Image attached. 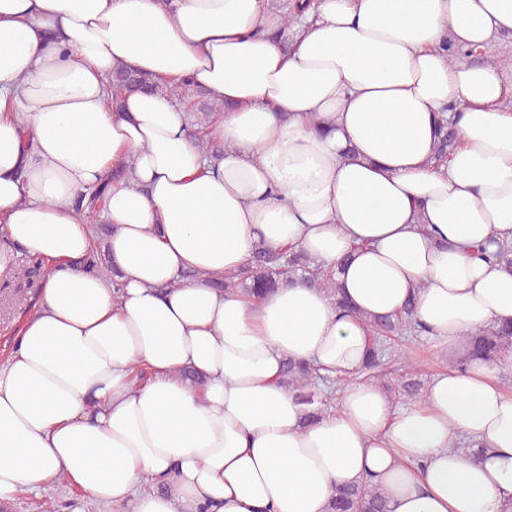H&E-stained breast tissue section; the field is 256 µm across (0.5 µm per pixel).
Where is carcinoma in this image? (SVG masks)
<instances>
[{
    "mask_svg": "<svg viewBox=\"0 0 512 512\" xmlns=\"http://www.w3.org/2000/svg\"><path fill=\"white\" fill-rule=\"evenodd\" d=\"M272 8L281 13L283 27L272 32L258 30L255 35L269 37L278 41L286 50L294 43V25L298 21L296 13L314 8L313 0H274ZM454 62L477 61L481 58L490 60L487 55H478L475 50H461L451 43L443 45ZM132 92L165 93L187 106L193 117V126L206 128L217 114L224 111V103L213 100L209 93L190 80L179 83L159 81L152 75L118 66L112 71L109 83L110 104L112 109L122 107L123 94ZM198 146L207 158L216 159L224 154L226 144L212 139H198ZM456 147L454 127L440 125L437 141L433 148L432 160L438 165L444 163ZM108 184L101 185L91 197L79 195L74 201L79 215L88 223H93L100 213ZM87 269L97 270L105 275L117 276L112 269L110 255L100 246L94 247L84 261ZM303 281L312 288L325 292L338 306L344 305L335 272L322 269L314 259L301 250H288L272 253L263 246H258L250 263L240 272L211 282L215 288L226 291H241L256 298L281 286ZM370 328L368 351L360 370V375L380 384L387 392L396 393L407 402H414L422 396V384L417 380L418 369L415 362L406 354L405 372L393 385L387 380L390 371L386 367V351L392 342L407 335L419 336L421 327L413 318V302H408L404 312L398 315H373L367 318ZM467 353L457 366H462L469 359L495 362L501 354L512 349V324H502L488 329H479L465 333ZM321 379L318 368L305 361L287 359L283 363L282 383L295 399L309 407L305 422H314L331 404L332 395L318 392L317 382ZM328 512H389L383 492L369 479L357 484L336 487L328 506Z\"/></svg>",
    "mask_w": 512,
    "mask_h": 512,
    "instance_id": "carcinoma-1",
    "label": "carcinoma"
}]
</instances>
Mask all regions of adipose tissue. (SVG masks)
I'll use <instances>...</instances> for the list:
<instances>
[{
	"instance_id": "ef3b65f1",
	"label": "adipose tissue",
	"mask_w": 512,
	"mask_h": 512,
	"mask_svg": "<svg viewBox=\"0 0 512 512\" xmlns=\"http://www.w3.org/2000/svg\"><path fill=\"white\" fill-rule=\"evenodd\" d=\"M280 22L268 0H0V274L48 269L0 365V500L64 483L114 512H327L372 472L390 512L512 504V350L402 407L357 378L366 317L407 300L452 353L512 321V269L471 254L512 245V81L440 50L512 31V0H321L288 51L256 35ZM119 65L226 103L223 157L168 95L112 111ZM440 112L458 139L438 166ZM112 170L115 282L79 266L94 235L71 208ZM259 244L343 267L348 311L302 284L210 285ZM287 358L343 378L335 412L305 423Z\"/></svg>"
}]
</instances>
